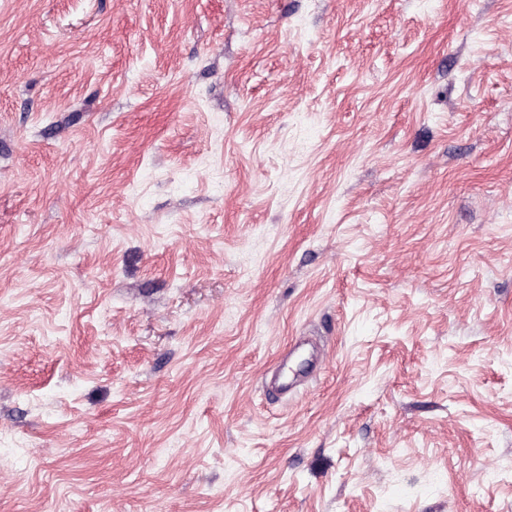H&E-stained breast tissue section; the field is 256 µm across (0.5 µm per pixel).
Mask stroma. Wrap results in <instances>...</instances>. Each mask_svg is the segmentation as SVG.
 I'll use <instances>...</instances> for the list:
<instances>
[{"instance_id": "1", "label": "stroma", "mask_w": 512, "mask_h": 512, "mask_svg": "<svg viewBox=\"0 0 512 512\" xmlns=\"http://www.w3.org/2000/svg\"><path fill=\"white\" fill-rule=\"evenodd\" d=\"M0 512H512V0H0Z\"/></svg>"}]
</instances>
